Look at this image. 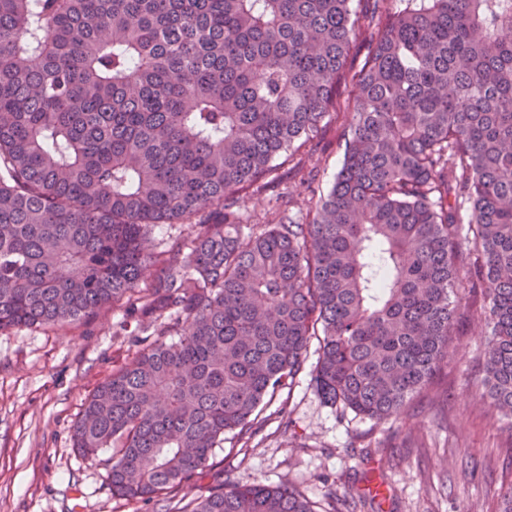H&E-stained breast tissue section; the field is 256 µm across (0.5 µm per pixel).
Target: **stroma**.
Instances as JSON below:
<instances>
[{
    "mask_svg": "<svg viewBox=\"0 0 512 512\" xmlns=\"http://www.w3.org/2000/svg\"><path fill=\"white\" fill-rule=\"evenodd\" d=\"M330 120L305 159L314 189L294 179L290 163L275 174L289 191L287 214L304 222L312 190H327L342 164ZM464 333L455 354L407 403L377 423L325 404L312 381L309 349L291 389L261 411L254 434L226 436L210 472L192 478L165 504L113 497L112 454L85 460L72 447V428L87 396L134 351L136 321L125 304L93 318L0 334V512H191L217 476L229 482L287 483L330 512L336 500L374 493V512H494L512 485V433L483 394L482 299L464 297Z\"/></svg>",
    "mask_w": 512,
    "mask_h": 512,
    "instance_id": "stroma-1",
    "label": "stroma"
}]
</instances>
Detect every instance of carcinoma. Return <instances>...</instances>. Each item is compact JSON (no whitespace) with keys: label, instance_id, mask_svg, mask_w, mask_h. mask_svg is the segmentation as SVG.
<instances>
[{"label":"carcinoma","instance_id":"1","mask_svg":"<svg viewBox=\"0 0 512 512\" xmlns=\"http://www.w3.org/2000/svg\"><path fill=\"white\" fill-rule=\"evenodd\" d=\"M350 79L308 220L242 223ZM194 219L147 252L150 226ZM462 288L486 303L487 396L512 420V0H0V333L123 298L154 327L73 428L80 456L112 451V496L204 473L313 338L325 403L398 414L452 354ZM192 512L315 510L219 481Z\"/></svg>","mask_w":512,"mask_h":512}]
</instances>
